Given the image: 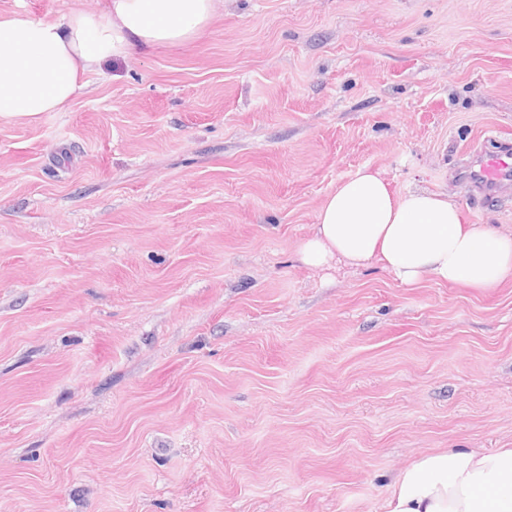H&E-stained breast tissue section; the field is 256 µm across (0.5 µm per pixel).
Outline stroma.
Here are the masks:
<instances>
[{
	"mask_svg": "<svg viewBox=\"0 0 512 512\" xmlns=\"http://www.w3.org/2000/svg\"><path fill=\"white\" fill-rule=\"evenodd\" d=\"M85 80L0 120V512H383L423 454L512 448V278L296 255L365 167L512 232L461 176L512 142V0H224Z\"/></svg>",
	"mask_w": 512,
	"mask_h": 512,
	"instance_id": "stroma-1",
	"label": "stroma"
}]
</instances>
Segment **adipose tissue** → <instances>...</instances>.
Returning a JSON list of instances; mask_svg holds the SVG:
<instances>
[{
    "label": "adipose tissue",
    "mask_w": 512,
    "mask_h": 512,
    "mask_svg": "<svg viewBox=\"0 0 512 512\" xmlns=\"http://www.w3.org/2000/svg\"><path fill=\"white\" fill-rule=\"evenodd\" d=\"M224 0H102L100 12L56 20L0 18V118L59 112L84 88L82 75L111 59L178 46L202 32ZM299 261L374 263L405 285L425 279L492 288L512 276V234L473 223L442 193H395L363 168L321 204ZM386 512H512V448L425 454L400 470Z\"/></svg>",
    "instance_id": "obj_1"
}]
</instances>
